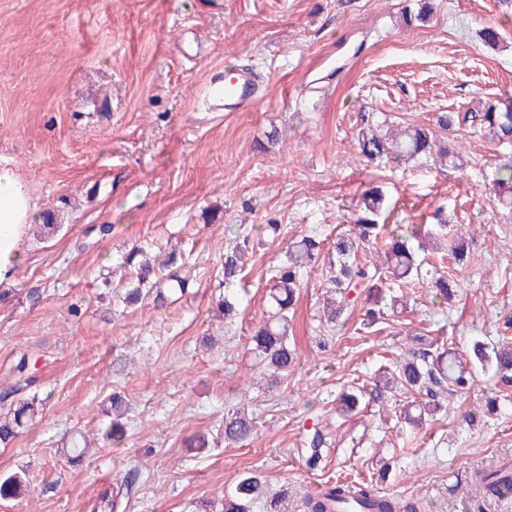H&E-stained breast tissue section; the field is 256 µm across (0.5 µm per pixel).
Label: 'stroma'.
<instances>
[{
	"label": "stroma",
	"instance_id": "1",
	"mask_svg": "<svg viewBox=\"0 0 512 512\" xmlns=\"http://www.w3.org/2000/svg\"><path fill=\"white\" fill-rule=\"evenodd\" d=\"M432 4L409 25L414 0H0V164L57 224L32 230L26 264L0 285V397L42 405L0 443V479L29 486L0 512H93L123 478L122 512H203L250 473L287 493L288 512L335 480L372 482L422 512H512V497L481 499L468 483L512 459V386L476 374L418 427L403 418L410 392L375 391L414 334L461 353L512 337V213L492 200L512 153L466 122L450 134L455 166L358 155L361 132L512 103V8ZM487 25L498 47L481 41ZM228 68L256 84L234 112L209 96ZM374 183L386 224H421L442 206L467 251L430 256L447 301L394 284L386 293L405 307L370 322L358 303L329 323L333 243ZM307 235L322 248L288 311L297 363L273 382L254 366L252 332L289 244ZM243 238L249 259L230 291L224 248ZM135 248L160 277L176 257L187 293L124 304ZM223 294L236 305L228 316ZM350 392L361 405L344 417ZM116 396L130 425L118 447L105 437ZM239 406L257 433L228 445L224 416ZM75 435L90 445L78 465L62 453Z\"/></svg>",
	"mask_w": 512,
	"mask_h": 512
}]
</instances>
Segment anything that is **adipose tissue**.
<instances>
[{"instance_id": "adipose-tissue-1", "label": "adipose tissue", "mask_w": 512, "mask_h": 512, "mask_svg": "<svg viewBox=\"0 0 512 512\" xmlns=\"http://www.w3.org/2000/svg\"><path fill=\"white\" fill-rule=\"evenodd\" d=\"M41 221L28 185L11 168L0 166V284L13 282L17 267L27 260L28 231Z\"/></svg>"}]
</instances>
